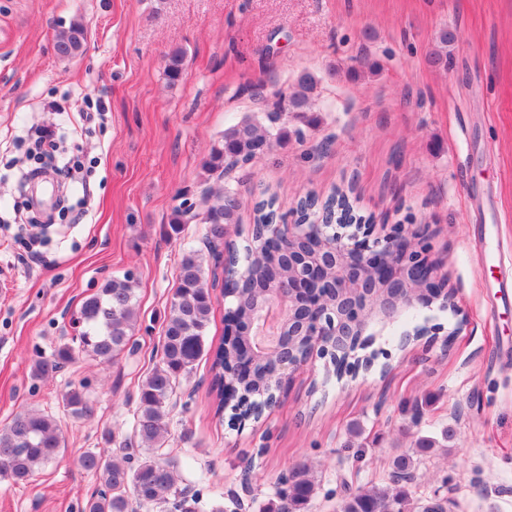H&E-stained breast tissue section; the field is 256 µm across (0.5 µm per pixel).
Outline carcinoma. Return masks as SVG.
<instances>
[{
  "mask_svg": "<svg viewBox=\"0 0 512 512\" xmlns=\"http://www.w3.org/2000/svg\"><path fill=\"white\" fill-rule=\"evenodd\" d=\"M454 39V34L441 31L439 49L430 53L429 64L448 69L447 47ZM84 42L83 26L74 23L59 34L55 49L74 56L81 51ZM165 72L173 83L183 78L184 52L175 51L168 56ZM315 85L313 74H301L297 78V89L282 96L278 111H312L310 93ZM287 138L288 131L283 128L274 133L268 126L244 119L224 130L221 142L211 149L207 168L211 172L222 171L226 159L258 158ZM199 205L203 210L193 209L191 199H184L175 210L171 228L177 231L180 225L190 224L200 217L211 225L212 236L221 239L224 225L237 223L242 201L236 187L225 185L205 190ZM275 205L273 195L255 203L254 223L267 225L269 229L263 235L246 236L238 245L241 255L248 259L253 276L264 280L273 290L282 288L288 271V265L283 261L288 252V237L276 229L279 216ZM340 206L342 203L336 201L334 194L324 200L312 195L299 200L298 213L303 220H314L327 211L339 210ZM206 249V255L200 249H190L181 256L177 287L162 327L161 356L139 384L134 437L147 445L153 455L135 465L126 464L124 456L118 460L93 451L83 455L81 469L95 476L99 484L86 499L83 512H136L139 508L166 503L171 496L176 497L172 503L174 512H195L193 498L184 490L177 491V471L164 459V449L168 439L166 418L172 407L171 397L180 380L193 371L205 351L206 329L216 303V268H211L208 273L204 268L205 257L214 259L216 253L210 244ZM136 287L137 279L128 272L121 278L107 281L97 294L82 302L73 319L78 325L76 339L80 351L109 364L126 349L140 316ZM229 298L233 307L249 312L256 296L251 288H233ZM74 354L72 346L60 347L56 361L35 365V376H49L61 364L74 359ZM237 354L235 349H225L223 339L213 351L212 391L216 393L218 415L223 414L228 398L245 412L269 409L274 406L273 395L282 383L277 373V357L261 353L244 372L237 390L226 393L224 364ZM63 407L76 418L90 411L82 391L75 387L63 395ZM62 444L61 426L54 416L35 410L18 412L7 427L0 429V480L28 481L37 470L57 457ZM413 464L412 455L397 456L393 461L394 486L349 493L342 498L339 512H410L406 493L399 483L411 480ZM281 483L284 488L279 493L278 505L268 512H301L315 494L314 480L305 467L289 472L281 478Z\"/></svg>",
  "mask_w": 512,
  "mask_h": 512,
  "instance_id": "obj_1",
  "label": "carcinoma"
}]
</instances>
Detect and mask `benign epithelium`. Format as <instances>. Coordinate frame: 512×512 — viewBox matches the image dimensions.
Instances as JSON below:
<instances>
[{"label": "benign epithelium", "instance_id": "1", "mask_svg": "<svg viewBox=\"0 0 512 512\" xmlns=\"http://www.w3.org/2000/svg\"><path fill=\"white\" fill-rule=\"evenodd\" d=\"M284 225L288 236V286L266 296V314L240 317L226 312L227 341L252 337L256 348L261 322L273 325L278 305L288 312L305 308L297 317L302 335L309 338L311 355L329 359L340 378L358 375L368 363L355 357L364 345L367 326L378 319H390L415 304L428 306L445 301L446 279L430 257L428 226L394 224L384 239L372 238V224L305 223L289 212ZM309 236L319 240L313 252L297 244Z\"/></svg>", "mask_w": 512, "mask_h": 512}]
</instances>
